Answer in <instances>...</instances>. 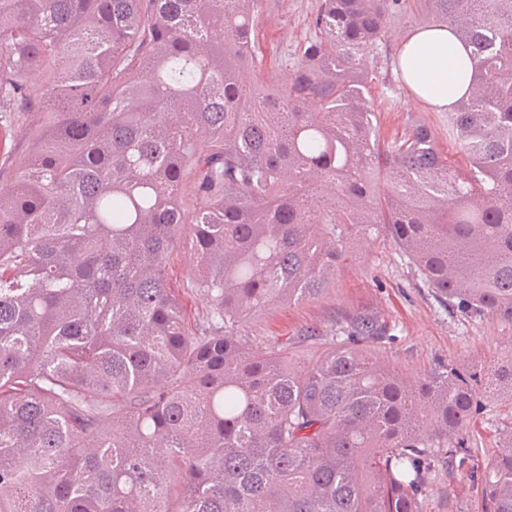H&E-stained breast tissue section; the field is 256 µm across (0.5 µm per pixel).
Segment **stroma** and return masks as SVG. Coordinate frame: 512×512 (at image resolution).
<instances>
[{"label":"stroma","mask_w":512,"mask_h":512,"mask_svg":"<svg viewBox=\"0 0 512 512\" xmlns=\"http://www.w3.org/2000/svg\"><path fill=\"white\" fill-rule=\"evenodd\" d=\"M320 0H265L259 23L261 47L288 81L303 44L312 35L311 21ZM423 0H403L387 17L386 36L365 64L368 93L377 109L382 140L401 136L415 124L429 126L440 151L448 149V115L411 100L397 74L399 43L415 27L428 24ZM197 265L190 234H183L169 259V280L183 307L189 331L207 327L209 303L188 281ZM378 312L393 328L390 344L369 348L373 359L398 369L407 379L439 365L481 362L493 366L512 356V323L492 315L452 313L437 302L402 250L392 242L364 248L343 265L335 284L317 299L274 303L241 324L239 335L253 345H287L294 360L307 363L328 345L338 316L357 307ZM512 436V401L488 398L470 425L469 465L440 463L421 495L422 512H483L475 469L488 465L493 452Z\"/></svg>","instance_id":"1"}]
</instances>
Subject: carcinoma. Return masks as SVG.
Instances as JSON below:
<instances>
[{
	"label": "carcinoma",
	"mask_w": 512,
	"mask_h": 512,
	"mask_svg": "<svg viewBox=\"0 0 512 512\" xmlns=\"http://www.w3.org/2000/svg\"><path fill=\"white\" fill-rule=\"evenodd\" d=\"M263 2L0 0V124L30 144L0 192V512H421L479 388L512 398V359L406 382L367 356L392 336L368 308L304 366L236 334L385 240L442 304L512 323V0H425L472 47L457 159L424 125L378 136L363 56L401 0H320L285 85ZM186 224L198 335L168 275ZM481 490L512 512V442Z\"/></svg>",
	"instance_id": "obj_1"
}]
</instances>
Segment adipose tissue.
Masks as SVG:
<instances>
[{
  "label": "adipose tissue",
  "mask_w": 512,
  "mask_h": 512,
  "mask_svg": "<svg viewBox=\"0 0 512 512\" xmlns=\"http://www.w3.org/2000/svg\"><path fill=\"white\" fill-rule=\"evenodd\" d=\"M398 59L415 101L451 111L467 98L474 75L471 48L457 39L454 25L416 27L400 43Z\"/></svg>",
  "instance_id": "ef3b65f1"
}]
</instances>
